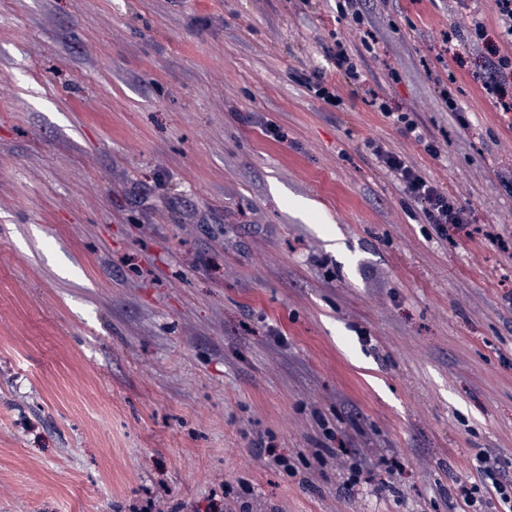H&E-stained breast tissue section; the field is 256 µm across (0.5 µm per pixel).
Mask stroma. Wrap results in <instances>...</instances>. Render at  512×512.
Masks as SVG:
<instances>
[{"instance_id":"stroma-1","label":"stroma","mask_w":512,"mask_h":512,"mask_svg":"<svg viewBox=\"0 0 512 512\" xmlns=\"http://www.w3.org/2000/svg\"><path fill=\"white\" fill-rule=\"evenodd\" d=\"M499 44L494 0H366L360 27L337 0H0V512H452L462 481L496 512L472 461L512 477ZM333 57L336 60L337 69L341 71L350 86H353L355 89L359 88L361 77L358 67L344 50L343 42H336V52L333 54ZM355 89H352L353 92H356ZM494 55V60L482 77V86L498 112H512V96L509 97L503 88L508 76L512 78V52L500 53L498 48ZM366 146L382 166L398 174L407 193L421 203L427 223L433 224L440 236L447 238L450 229L460 230L469 224L466 208L425 180L403 157L374 140H368Z\"/></svg>"}]
</instances>
